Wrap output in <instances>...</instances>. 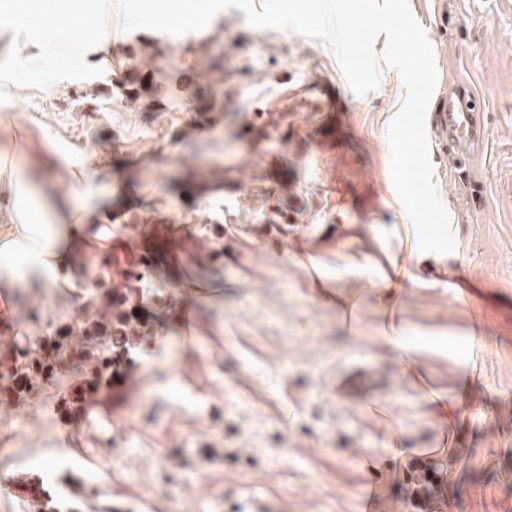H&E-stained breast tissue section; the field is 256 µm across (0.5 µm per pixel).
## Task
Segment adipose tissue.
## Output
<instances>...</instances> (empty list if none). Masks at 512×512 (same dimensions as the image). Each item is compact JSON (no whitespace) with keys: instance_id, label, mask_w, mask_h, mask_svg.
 <instances>
[{"instance_id":"ef3b65f1","label":"adipose tissue","mask_w":512,"mask_h":512,"mask_svg":"<svg viewBox=\"0 0 512 512\" xmlns=\"http://www.w3.org/2000/svg\"><path fill=\"white\" fill-rule=\"evenodd\" d=\"M84 13L91 27L104 30L95 43L76 44L56 27L60 16ZM21 14L22 25H0V51L9 62L0 66V100L14 97L17 72L38 77L39 63L51 50L63 56L76 55L79 62L102 66L109 63L111 43L106 32L112 27V12L103 0H93L80 8L77 0H0V16ZM70 194H57L47 183L42 165L18 164L15 155H0V222L7 226L0 233V288L14 290L39 285L45 288H71L76 284L61 267V256L78 250L87 241L100 247L112 245L110 236H97L95 203L99 196L89 186L84 169H70ZM354 239L364 242L360 260L340 255L346 269L360 274L373 272L383 282L394 285L407 282L409 287L422 286L416 274L422 259L429 256L424 235L405 241L399 253H391L383 243V234L375 224H351L347 227ZM380 338L389 352L402 360L417 357L421 337L411 335L407 324L394 314H387Z\"/></svg>"}]
</instances>
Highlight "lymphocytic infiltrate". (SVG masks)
<instances>
[{
  "instance_id": "lymphocytic-infiltrate-1",
  "label": "lymphocytic infiltrate",
  "mask_w": 512,
  "mask_h": 512,
  "mask_svg": "<svg viewBox=\"0 0 512 512\" xmlns=\"http://www.w3.org/2000/svg\"><path fill=\"white\" fill-rule=\"evenodd\" d=\"M159 315L143 302L137 301L119 310L113 320H95L83 330L85 342L75 346L70 342L69 328H58L54 336L45 338L25 374L15 376L12 383L0 384V403H15L21 393L30 391L33 378L52 381L68 365L80 367L81 373L66 395L60 396L58 409L65 421L76 423L86 414L87 404L98 401L101 395L119 396L127 387L128 376L124 357L114 353L96 357L92 343L112 334L113 324L129 327L137 336L153 334Z\"/></svg>"
}]
</instances>
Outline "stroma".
<instances>
[{
    "label": "stroma",
    "mask_w": 512,
    "mask_h": 512,
    "mask_svg": "<svg viewBox=\"0 0 512 512\" xmlns=\"http://www.w3.org/2000/svg\"><path fill=\"white\" fill-rule=\"evenodd\" d=\"M434 38L438 89L471 83L486 105V140L468 176L431 154L449 213L453 253L402 293L415 335L437 337L411 378L377 337L386 291L338 272L348 312L316 298L295 240L328 266L357 254L349 224H378L390 250L409 223L391 200L388 129L407 90L384 58L381 80L355 94L321 41L250 26L237 8L209 34L113 30L112 62L74 69L44 61L53 93L24 89L1 106L69 188L70 169L98 156V194L124 188L130 228L170 224L178 234L135 293L165 320L133 345L143 367L119 401L65 424L55 410L77 378L64 369L16 406L0 405V478H38L53 512H250L253 499L283 512H410L408 464L439 453L452 431L447 512H512V0H409ZM331 79L348 128L335 148L315 129L323 113L290 91ZM141 91L138 103L108 85ZM76 289L0 292L33 355L58 327L80 330L104 311L99 277L112 255L77 250ZM213 285L191 297L185 284ZM465 298L455 300L452 288ZM454 401L443 415L427 394Z\"/></svg>",
    "instance_id": "stroma-1"
}]
</instances>
